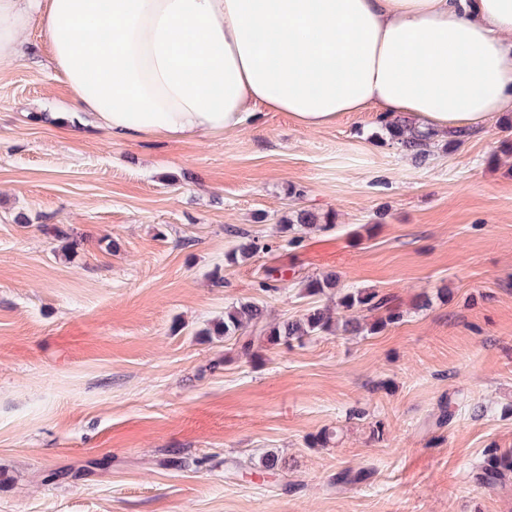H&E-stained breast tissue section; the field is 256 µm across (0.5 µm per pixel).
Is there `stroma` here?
Instances as JSON below:
<instances>
[{
    "label": "stroma",
    "instance_id": "obj_1",
    "mask_svg": "<svg viewBox=\"0 0 512 512\" xmlns=\"http://www.w3.org/2000/svg\"><path fill=\"white\" fill-rule=\"evenodd\" d=\"M24 40L0 69V512H512V472L475 480L512 453V116L422 162L371 111L73 137L31 120L72 101ZM298 208L331 226L291 248ZM238 229L283 247L230 262ZM330 270L402 321L251 357L205 335L240 301L300 317ZM269 453L276 476L241 475ZM505 471H512V455H498L497 449L491 448L486 453L483 465L480 466L477 480L487 488H494L501 483Z\"/></svg>",
    "mask_w": 512,
    "mask_h": 512
}]
</instances>
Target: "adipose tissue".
<instances>
[{"instance_id":"obj_1","label":"adipose tissue","mask_w":512,"mask_h":512,"mask_svg":"<svg viewBox=\"0 0 512 512\" xmlns=\"http://www.w3.org/2000/svg\"><path fill=\"white\" fill-rule=\"evenodd\" d=\"M38 27L112 140L194 141L262 112L474 130L512 112V0H0V67Z\"/></svg>"}]
</instances>
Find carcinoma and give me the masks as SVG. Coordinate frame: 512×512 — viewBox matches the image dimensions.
Here are the masks:
<instances>
[{
  "mask_svg": "<svg viewBox=\"0 0 512 512\" xmlns=\"http://www.w3.org/2000/svg\"><path fill=\"white\" fill-rule=\"evenodd\" d=\"M390 139L404 150L413 153L414 157L424 160L430 155V148L435 144L437 134L430 130H417L401 122H385ZM317 224V216L306 209L296 211L295 219L288 220V231L294 233L287 241L289 247H299L303 237L296 231ZM240 242L234 250L233 260H247L259 251L271 253L282 248V245L268 241L263 244L250 238V235L239 231ZM287 269L273 266L265 270L259 288L264 292H275L279 284L285 280ZM304 290L310 297L336 295V309L327 306H313L305 314L296 319H285L269 323L264 308L255 302H240L224 311V318L206 330L209 336L233 338L241 343L244 353L250 354L257 344L283 345L287 348L298 344L304 345L324 334L341 331L346 335H372L381 332L388 326L402 319L399 308L390 305V299L376 291L360 288H340L336 274L333 272L308 276L304 279ZM384 312L374 321H367L366 314ZM280 469V460L274 454L267 455L255 467V473L261 476L274 475ZM512 471V455L500 454L497 449L487 451L483 465L480 466L477 480L479 484L494 488L498 486L505 472Z\"/></svg>",
  "mask_w": 512,
  "mask_h": 512,
  "instance_id": "carcinoma-1",
  "label": "carcinoma"
}]
</instances>
